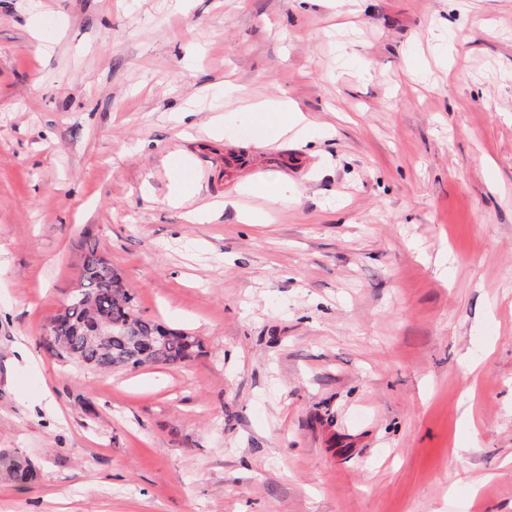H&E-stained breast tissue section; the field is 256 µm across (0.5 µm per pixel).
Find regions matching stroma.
Returning a JSON list of instances; mask_svg holds the SVG:
<instances>
[{"label":"stroma","instance_id":"obj_1","mask_svg":"<svg viewBox=\"0 0 512 512\" xmlns=\"http://www.w3.org/2000/svg\"><path fill=\"white\" fill-rule=\"evenodd\" d=\"M90 245L201 352L49 354ZM0 453V512H512V0H0ZM249 109L261 115H275L274 125L264 133L269 141H275L292 130L305 134L310 132L309 123L304 114L296 105L288 104V101L270 100L251 105ZM7 473L19 483H27L34 475L30 462L15 454H0V473Z\"/></svg>","mask_w":512,"mask_h":512}]
</instances>
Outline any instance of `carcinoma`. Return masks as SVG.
Wrapping results in <instances>:
<instances>
[{
    "label": "carcinoma",
    "mask_w": 512,
    "mask_h": 512,
    "mask_svg": "<svg viewBox=\"0 0 512 512\" xmlns=\"http://www.w3.org/2000/svg\"><path fill=\"white\" fill-rule=\"evenodd\" d=\"M79 278L85 288L69 299L70 320L44 340L52 356L91 370L133 371L149 365H182L201 347L198 337L141 317L134 295L122 285L112 265L103 263L97 247L85 250ZM104 320L112 322V335L85 334L83 325ZM4 472L19 483L28 482L34 475L27 459L1 453L0 473Z\"/></svg>",
    "instance_id": "cac0c4a2"
}]
</instances>
